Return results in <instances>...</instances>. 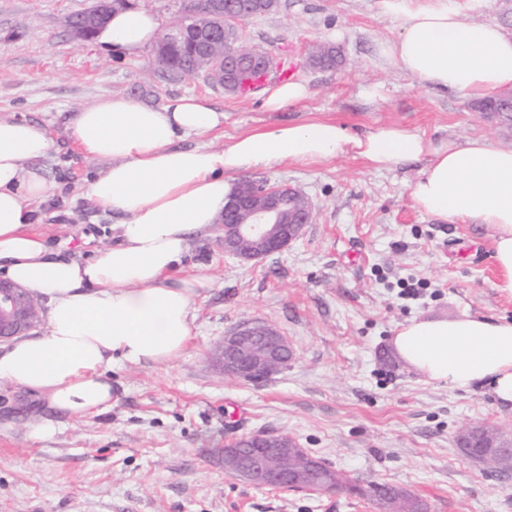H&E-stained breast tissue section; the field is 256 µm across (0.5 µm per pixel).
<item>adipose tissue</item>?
Segmentation results:
<instances>
[{
    "instance_id": "1",
    "label": "adipose tissue",
    "mask_w": 512,
    "mask_h": 512,
    "mask_svg": "<svg viewBox=\"0 0 512 512\" xmlns=\"http://www.w3.org/2000/svg\"><path fill=\"white\" fill-rule=\"evenodd\" d=\"M377 0L400 19L380 42L387 64L432 87L477 98L512 88V33L466 19L484 0ZM160 22L144 8L115 12L98 31L103 50L140 56ZM224 114L195 95L148 105L115 94L77 110L70 138L100 163L87 197L119 215L116 243L83 260L50 247L35 231L37 202L50 187L36 160L53 141L39 124L0 117V275L28 289L43 307L45 331L0 345V381L34 394L63 415H92L112 406L107 378L114 363L166 364L193 336L195 305L207 281L182 275L191 238L221 223L234 190L230 175L280 164L354 157L379 172L410 162L422 168L410 187L419 211L493 232L498 290L512 297V148L487 140L433 141L384 125L362 135L332 120L258 129L224 147L206 143ZM180 137L196 146L174 148ZM399 357L430 380L468 390L490 385L512 403V320L464 313L413 319L396 330Z\"/></svg>"
}]
</instances>
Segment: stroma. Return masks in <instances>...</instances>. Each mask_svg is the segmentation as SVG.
I'll use <instances>...</instances> for the list:
<instances>
[{
    "label": "stroma",
    "mask_w": 512,
    "mask_h": 512,
    "mask_svg": "<svg viewBox=\"0 0 512 512\" xmlns=\"http://www.w3.org/2000/svg\"><path fill=\"white\" fill-rule=\"evenodd\" d=\"M90 0H0V116L44 126L54 151L39 165L50 186L38 231L67 240L87 258L112 244L117 216L97 211L86 190L99 166L68 132L78 108L116 93L149 104L204 97L224 113L210 143L263 127L331 119L359 134L397 125L435 141L486 139L512 147L470 108L469 95L419 83L378 58L399 22L376 0H279L242 21L239 41L294 69L308 88L299 105L272 112L266 94L237 95L204 77L155 74L151 52L136 58L72 40L69 15ZM339 47L333 70L309 65L311 45ZM418 166L372 172L340 157L245 172V179L294 187L315 216L281 253L242 262L226 256L221 229L194 239L185 271L208 281L196 304L194 335L168 364L114 366L112 407L62 417L57 433L35 439L42 415L33 398L0 383V512H379L352 491L318 495L252 486L225 473L216 457L245 434H287L355 484H389L417 496L427 512H512V472L465 457L456 445L467 424L512 430V403L489 386L436 384L402 360L399 324L470 313L512 319V298L495 286L492 231L417 210L410 185ZM426 282L403 299L397 283ZM280 328L296 351L261 383L217 370L209 353L240 322Z\"/></svg>",
    "instance_id": "obj_1"
}]
</instances>
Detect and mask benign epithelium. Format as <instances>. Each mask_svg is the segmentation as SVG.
<instances>
[{
  "instance_id": "benign-epithelium-1",
  "label": "benign epithelium",
  "mask_w": 512,
  "mask_h": 512,
  "mask_svg": "<svg viewBox=\"0 0 512 512\" xmlns=\"http://www.w3.org/2000/svg\"><path fill=\"white\" fill-rule=\"evenodd\" d=\"M239 0H224L213 13L215 21L189 27L191 19L183 15L168 29L154 49V63L162 65L165 47L193 32L206 36L211 62V80L229 84L238 69L270 64L269 58L253 49L240 47L226 56L217 51L222 41L238 35L237 25L245 19ZM299 192L284 185L260 183L253 190L236 187L224 207V255L241 261L263 259L286 249L312 222L314 208L306 201L299 207L289 198ZM30 292L0 279V343L29 334L36 328L32 318ZM294 356L288 340L279 329L268 324L245 323L225 334L212 351L213 365L225 374L231 372L251 381L256 375L269 376L285 356ZM460 448H492L489 460L498 464L512 461V433L499 428L473 425L458 435ZM290 442L277 435L258 432L224 448V470L259 488L302 490L318 469V461L309 456L296 464L288 461Z\"/></svg>"
}]
</instances>
